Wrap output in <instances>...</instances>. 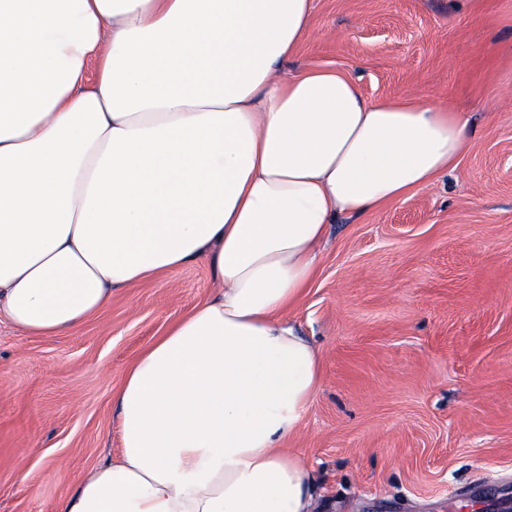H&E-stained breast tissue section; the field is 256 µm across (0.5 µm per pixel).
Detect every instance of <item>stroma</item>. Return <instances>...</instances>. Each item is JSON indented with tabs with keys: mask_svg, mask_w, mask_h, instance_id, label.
I'll use <instances>...</instances> for the list:
<instances>
[{
	"mask_svg": "<svg viewBox=\"0 0 512 512\" xmlns=\"http://www.w3.org/2000/svg\"><path fill=\"white\" fill-rule=\"evenodd\" d=\"M351 77L365 98L466 113L456 170L331 224L287 316L320 387L286 450L317 512H468L512 497V0H315L284 63ZM214 286L194 262L61 336L0 323V512H56L121 448L112 397L135 360Z\"/></svg>",
	"mask_w": 512,
	"mask_h": 512,
	"instance_id": "35a3bbf8",
	"label": "stroma"
}]
</instances>
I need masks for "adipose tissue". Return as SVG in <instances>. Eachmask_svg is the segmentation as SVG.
Segmentation results:
<instances>
[{
  "label": "adipose tissue",
  "instance_id": "obj_1",
  "mask_svg": "<svg viewBox=\"0 0 512 512\" xmlns=\"http://www.w3.org/2000/svg\"><path fill=\"white\" fill-rule=\"evenodd\" d=\"M313 9L0 0V319L65 334L199 260L217 284L127 370L121 450L58 512H313L282 443L321 362L287 312L336 215L432 187L473 137L448 107L282 71Z\"/></svg>",
  "mask_w": 512,
  "mask_h": 512
}]
</instances>
